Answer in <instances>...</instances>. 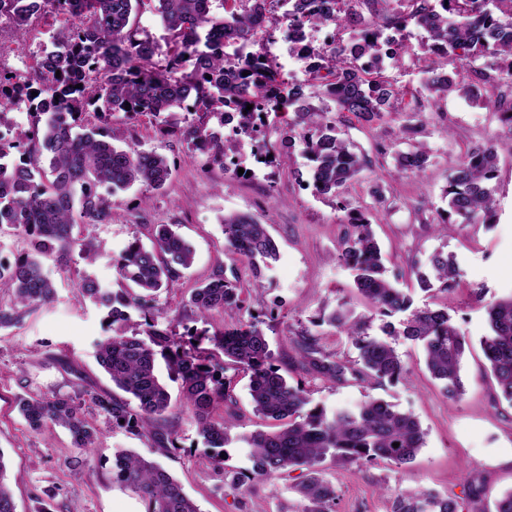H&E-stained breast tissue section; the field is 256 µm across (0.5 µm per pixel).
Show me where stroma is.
<instances>
[{"label":"stroma","instance_id":"1","mask_svg":"<svg viewBox=\"0 0 512 512\" xmlns=\"http://www.w3.org/2000/svg\"><path fill=\"white\" fill-rule=\"evenodd\" d=\"M289 120L283 113L270 115L261 140L276 161L249 179L232 177L219 166L201 167L184 144L162 138L147 119L117 121L122 136L165 154L172 176L147 203L137 185L113 194L112 221L95 231L97 263L88 268L77 258L63 269L45 261L44 270L58 288L55 301L37 308L21 326L0 330V452L17 512H29L35 497L47 489L56 492L51 512L73 507L80 512H144L138 496L112 479V457L125 449L159 461L200 512H280L284 504L297 501L293 488L304 478L299 469L256 482L246 491L235 484L252 469L243 435L273 430L274 424L254 413L248 374L231 367L224 375L231 382L237 420L229 430L231 441L220 471L210 463L193 414L177 404L167 415V427L180 444L175 454H167L151 438L106 426L87 454V465L80 468L68 465L74 449L65 429L52 427L37 434L20 416L15 398L26 392L68 394L79 376L95 387L109 388L96 361V343L108 334L105 313L82 302L74 284L87 273L103 286L117 288L115 258L132 238L150 244L157 224L177 225L195 249L192 267L157 299L165 309L162 325L193 324L194 315L184 307L189 290L218 271L235 276L243 290V308L210 316V331L260 323L281 373L290 383H302L312 405L327 412L378 398L420 421L426 442L412 463H342L325 458L321 467L336 490V512H393L401 489L432 490L452 498L458 512H475L478 505L493 506L512 491V403L501 397L479 346L487 330L484 302L512 295V131L499 122L490 105L456 94L429 100L420 116L422 126L410 140L402 134L407 120L403 112L386 113L370 126L351 115L338 118L339 137L351 142L369 164L335 202L303 183L307 168L301 151L281 146L280 132ZM413 144L423 145L428 155L425 169L416 177L397 175V154ZM488 145L496 147L500 158L491 182L494 224L446 216L450 174L467 151ZM376 184L384 189V202L372 196ZM349 208L369 219L387 270L398 273V286L411 297L413 308L447 305L454 323L468 337L471 348L462 363L466 391L461 399L451 401L442 395L439 382L426 368L421 343L401 336L391 342L407 373L394 383L371 388L353 380L332 384L294 366L289 340L301 335L314 337L325 353L356 360L358 352L348 336L326 321L339 307L368 319L373 336L380 335L385 323L404 319L400 313L386 317L372 311L358 296L352 272L334 259ZM234 212L258 217L278 246L277 259L262 271L261 286H254L249 263L232 259L224 249L221 220ZM440 250L454 255L458 283L445 293L422 291L407 269L414 264L430 273L429 258ZM66 361L76 367V374L63 369Z\"/></svg>","mask_w":512,"mask_h":512}]
</instances>
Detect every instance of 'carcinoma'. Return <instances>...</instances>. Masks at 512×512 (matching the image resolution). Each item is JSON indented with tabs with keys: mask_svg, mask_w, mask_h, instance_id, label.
<instances>
[{
	"mask_svg": "<svg viewBox=\"0 0 512 512\" xmlns=\"http://www.w3.org/2000/svg\"><path fill=\"white\" fill-rule=\"evenodd\" d=\"M73 0H0V16L18 27L31 15L48 10L72 13ZM144 0H82L84 18L77 27L57 30L47 45L36 52L37 66L61 74L50 89H39L28 113V129H18L12 142L0 143V230L9 228L28 244L14 262L0 263V288L10 291V301L0 302V329L19 325L33 308L54 301L55 282L44 272V260L68 265L77 255L91 264L99 256L93 228L112 223V200L117 190L136 184L160 191L172 170L167 157L135 142L121 147L112 118L149 117L165 136L191 147L208 143L206 161L224 164L237 153L233 140L213 132L211 124H224V112L235 107L245 127L262 114L290 108L294 121L284 132L288 148L298 144L313 162L315 191L336 198L368 166L366 156L355 152L338 137L336 125L327 119L328 108H316L318 97L371 123L396 108L400 90L382 71L356 65L348 46L321 50L309 65L306 84H285L268 60L246 56L238 77H224L228 60L213 45L236 46L262 35L279 24L274 6H288L284 18L297 33L327 24L354 33L405 32L425 20L427 37L415 47L403 37L392 64L404 56L436 54L465 62L469 74L449 73L438 67L427 70L424 89L431 96L456 93L467 99L494 101L500 120L512 131V102L494 99L503 83L512 85V0H355L339 13L326 10V0H155L157 13L171 35V45L160 52L136 18ZM224 9L216 15L214 4ZM248 75H243V72ZM251 110H246L247 105ZM130 109H125V106ZM426 152L415 147L398 153L402 173L420 174ZM498 153L493 147L468 151L448 180V214L468 221L493 224L495 200L490 182L496 178ZM83 224L81 236L74 226ZM348 230L337 250V259L354 275L361 298L384 315L410 311L402 334L423 343L426 364L441 384L442 394L456 401L464 394L461 361L468 341L451 322L448 308L410 310L411 300L386 276L381 249L368 218L360 211L347 213ZM224 247L231 256L247 259L255 278L260 263L276 259V244L268 230L250 214H228L223 219ZM194 262L191 244L171 224L154 225L151 246L136 239L116 261L123 288L114 291L96 279L83 276L78 293L106 310L112 335L99 343L97 358L112 386L129 395L125 399L94 387H81L69 395L16 397V406L31 431L50 427L66 429L77 455L71 467L95 447L99 429L83 411L91 402L114 428L152 438L169 450L176 439L163 421L172 396L158 374L164 360L169 373L180 380L179 403L198 422L204 447L213 451L214 466L224 469V448L235 413L213 417L221 404L232 401L224 382V361L250 373L249 394L259 416L276 422L273 431H256L242 437L253 462L250 475L238 480L243 487L254 479L301 467L308 474L294 486L299 501L283 512H333L336 490L317 465L330 455L344 462L412 461L425 445L426 432L411 414L389 403L368 399L354 409L328 414L310 406L307 392L291 385L273 364L267 335L256 323L245 329L215 332L191 327L178 333L161 327L157 295L178 280ZM430 266L440 290L455 284L458 270L453 256L437 251ZM237 283L218 271L210 280L189 291L186 306L205 322L214 312L239 308ZM134 309L142 318L141 332L129 333ZM489 332L480 345L502 396L512 403V296L486 305ZM328 323L349 336L359 351L349 362L326 354L316 341L302 336L291 339L299 369L333 384L354 379L368 387L385 380L398 381L405 365L390 342L367 336L366 320L341 307ZM209 342L213 348L202 347ZM399 447H393V443ZM112 479L126 486L143 502L145 512H199L180 483L160 464L134 452L114 454ZM7 465L0 451V512H16L12 489L6 482ZM394 512H457L444 496L425 490H403L395 499Z\"/></svg>",
	"mask_w": 512,
	"mask_h": 512,
	"instance_id": "cac0c4a2",
	"label": "carcinoma"
}]
</instances>
